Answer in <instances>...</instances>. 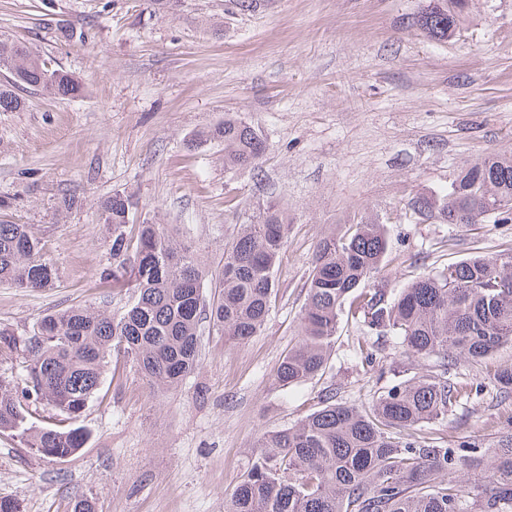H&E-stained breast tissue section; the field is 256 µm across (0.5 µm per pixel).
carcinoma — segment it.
Returning a JSON list of instances; mask_svg holds the SVG:
<instances>
[{"label": "carcinoma", "instance_id": "1", "mask_svg": "<svg viewBox=\"0 0 512 512\" xmlns=\"http://www.w3.org/2000/svg\"><path fill=\"white\" fill-rule=\"evenodd\" d=\"M460 0H433L413 20L430 38L458 28ZM0 68L13 89H0V112L23 109L21 90L71 100L84 86L32 50L0 38ZM224 144V166L256 168L264 153L258 131L242 119L197 134L191 147ZM413 214L438 224L469 226L512 221V153H494L463 168L431 195L409 202ZM139 202L114 192L102 203L112 236V287L131 289L117 313L82 305L45 315L32 334L0 328V432L35 448L70 456L87 432L77 420L100 390L109 360L127 357L158 388H175L198 365L203 323L241 344L265 327L277 297L275 272L288 243V214L268 205L224 246L214 281L217 300L203 288L209 271L165 225L136 224ZM388 248L384 225L355 224L323 238L308 278L298 340L282 359L275 381L290 386L325 372L339 316L348 312L376 335L401 339L404 352L436 359L428 374L403 370L362 409L339 403L329 389L321 407L301 423L257 436L256 462L225 497V512H512V429L494 448L465 441L462 454L421 435V426L448 416L470 397L473 383L451 374L459 359L481 363L512 344V248L477 252L418 275L393 297L364 288ZM57 268L29 224L0 222V282L23 291L50 286ZM59 417L29 426L30 406Z\"/></svg>", "mask_w": 512, "mask_h": 512}]
</instances>
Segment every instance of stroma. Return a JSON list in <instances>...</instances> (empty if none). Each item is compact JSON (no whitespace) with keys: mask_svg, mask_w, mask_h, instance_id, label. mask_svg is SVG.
Masks as SVG:
<instances>
[{"mask_svg":"<svg viewBox=\"0 0 512 512\" xmlns=\"http://www.w3.org/2000/svg\"><path fill=\"white\" fill-rule=\"evenodd\" d=\"M429 0H0V37L37 49L88 87L85 97L31 91L0 112V220L32 225L58 270L38 291L0 283V327L28 335L74 304L119 310L99 287L112 264L101 203L138 199L219 270L224 245L269 203L286 207L288 244L264 331L229 344L203 326L196 369L170 390L150 389L132 363H112L78 423L89 437L53 460L0 432V498L19 512H224V498L256 459L264 430L294 425L335 389L369 405L389 366L426 371L392 336H364L341 319L328 368L281 387L274 375L296 327L319 241L365 220L385 224L389 252L373 281L397 290L473 248L512 247V223L460 227L419 221L412 197L441 190L488 153L512 151V0H471L459 31L430 39L412 20ZM73 28L64 38L60 26ZM242 118L262 134L259 170L227 168L224 146L191 149L196 132ZM79 200L63 214V196ZM374 364H363L359 348ZM512 345L479 364L459 361L480 391L424 433L457 447L491 446L512 425L495 399Z\"/></svg>","mask_w":512,"mask_h":512,"instance_id":"obj_1","label":"stroma"}]
</instances>
